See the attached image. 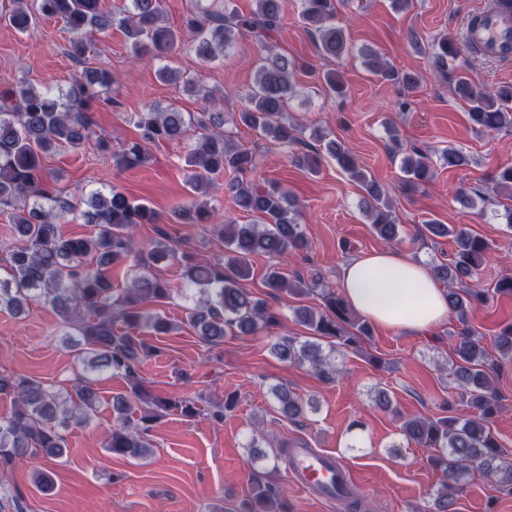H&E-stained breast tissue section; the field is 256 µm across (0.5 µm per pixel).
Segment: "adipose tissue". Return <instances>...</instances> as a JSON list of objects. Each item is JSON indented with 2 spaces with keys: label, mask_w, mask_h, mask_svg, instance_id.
Masks as SVG:
<instances>
[{
  "label": "adipose tissue",
  "mask_w": 512,
  "mask_h": 512,
  "mask_svg": "<svg viewBox=\"0 0 512 512\" xmlns=\"http://www.w3.org/2000/svg\"><path fill=\"white\" fill-rule=\"evenodd\" d=\"M345 301L369 321L406 335L433 330L448 318L447 291L422 261L392 249L344 264Z\"/></svg>",
  "instance_id": "ef3b65f1"
}]
</instances>
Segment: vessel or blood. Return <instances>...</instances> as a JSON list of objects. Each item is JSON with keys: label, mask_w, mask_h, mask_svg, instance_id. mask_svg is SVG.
<instances>
[{"label": "vessel or blood", "mask_w": 512, "mask_h": 512, "mask_svg": "<svg viewBox=\"0 0 512 512\" xmlns=\"http://www.w3.org/2000/svg\"><path fill=\"white\" fill-rule=\"evenodd\" d=\"M467 49L481 51L486 57L512 60V0H487L468 23L464 37ZM295 484L323 500H336L350 481L348 467L335 455L310 448L291 451Z\"/></svg>", "instance_id": "1"}]
</instances>
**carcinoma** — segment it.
Wrapping results in <instances>:
<instances>
[{
  "mask_svg": "<svg viewBox=\"0 0 512 512\" xmlns=\"http://www.w3.org/2000/svg\"><path fill=\"white\" fill-rule=\"evenodd\" d=\"M4 11L10 26L27 34L36 18H59L72 34L70 56L83 64L69 89L58 94L40 90L28 83L0 91V204L9 214L12 242L5 246L7 265L0 275V311L15 316L25 313L33 302L52 308L63 328L77 337L76 357L84 370L119 374L127 391L112 398L114 424L105 447L115 454L141 460L151 454L147 438L151 423L159 416L177 411L185 417L206 412L216 423L224 421L230 404H211L202 409L188 399L173 400L156 396L147 389L140 375V364L154 348L140 333L163 335L179 329L164 313L152 308L176 292L190 303L187 325L205 342L217 344L227 334L254 335L263 328L279 324V313L268 302L241 286L250 276L249 258L255 254L278 259L306 249L299 224L297 201L276 185L260 187L243 176L256 167L255 154L231 142L224 135V112H184L169 105L151 106L138 113V140L125 144L114 155L117 165L133 168L147 162L150 146L160 140L191 138L184 157L188 168L191 197L164 217L144 202L130 200L113 186L93 194L81 210L65 191L44 183V159L64 148L77 149L96 139L103 152L111 144L96 137L90 109L112 87V71L86 65L90 42L87 36L104 33L112 27L113 15L102 10L100 0H12ZM247 15L239 13L232 0H197L196 11L185 20L193 34L191 48L204 62L227 55L236 36L244 32L258 37L261 56L254 82L236 121L257 131L274 146L301 145L304 128L288 122L286 109L294 94L292 83L295 62L275 50V37L282 27L281 0H254ZM300 17L310 26L322 52L341 58L352 52L344 29L334 23V0H300ZM163 0H127L119 11L118 25L136 60L157 63L159 77L180 84L189 92L196 83L180 80L181 72L167 62L169 55L184 45L179 31L162 25ZM462 54L461 45L451 37L431 40L430 55L435 69L454 83L455 92L468 106L470 122L480 129L512 130V86L495 91L475 88L455 67ZM370 71L386 81L413 92L419 77L410 71L399 72L376 54H369ZM323 81L334 97L345 95V85L336 71H327ZM325 153L310 150L297 157L300 166L315 173L323 157L337 165L359 183L364 197L362 207L379 237L393 241L400 225L380 185L363 170L354 154L334 139L320 135ZM404 179L420 185L433 177L428 154L413 148L401 162ZM224 194L232 197L241 211L253 216L247 224H214L208 197L213 190L211 176L224 173ZM508 189L512 197V166L498 169L490 178L486 193ZM67 215L94 224L98 231L89 236L70 237L60 221ZM141 224L155 225L157 237L147 251L137 247L135 229ZM169 224H209L224 240V256L201 260L191 252H179ZM432 236H452L456 253L445 266L435 269L437 276L465 283L485 263L489 244L461 226H448L436 220L425 223ZM179 262L181 282L173 286L156 277L151 267L162 262ZM130 263L135 274L129 286L120 290L112 283V268ZM265 287L272 296L287 293L302 297L313 292L320 306L294 308L299 323L311 331L310 339L279 336L272 352L284 362L310 368L325 381L339 373L335 364L336 347H355L370 336L369 323L352 315L351 309L320 275L306 281H291L276 267L268 269ZM491 293L512 297V275L498 279ZM482 288L448 290V309L465 321L468 309L488 299ZM493 345L505 358L512 355V325L494 337ZM454 358L448 375L453 377L461 399L476 411L468 418L453 414L440 417H413L402 424L409 444L433 448L429 464L441 472L434 493L435 512H454L459 493L469 481L492 478L497 489L512 494V463L503 458L501 444L490 427L499 410L495 380L499 360L492 357L483 339L465 329L453 344ZM95 379L83 377L69 389L28 376L0 372V395L13 398L14 407L0 418V473H6L17 459L40 455L47 460L63 456L66 434L73 427L89 424L99 404ZM276 412L283 420L296 421L305 413L301 399L288 387L273 388ZM141 415L130 416L131 403ZM241 512H289L280 488L263 477H255L250 498Z\"/></svg>",
  "mask_w": 512,
  "mask_h": 512,
  "instance_id": "1",
  "label": "carcinoma"
}]
</instances>
